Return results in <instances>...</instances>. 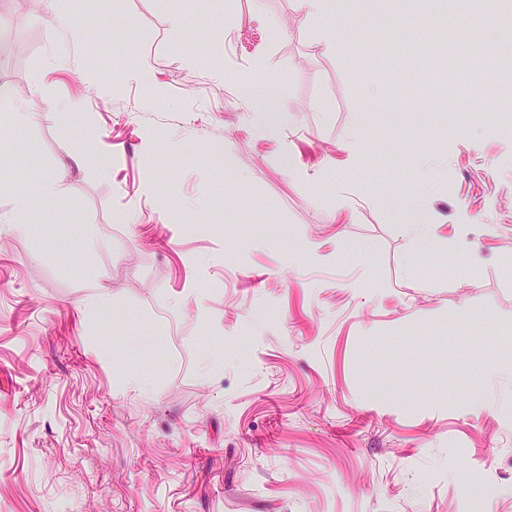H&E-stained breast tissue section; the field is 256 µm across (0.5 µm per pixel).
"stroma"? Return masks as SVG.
Returning a JSON list of instances; mask_svg holds the SVG:
<instances>
[{
	"instance_id": "stroma-1",
	"label": "stroma",
	"mask_w": 512,
	"mask_h": 512,
	"mask_svg": "<svg viewBox=\"0 0 512 512\" xmlns=\"http://www.w3.org/2000/svg\"><path fill=\"white\" fill-rule=\"evenodd\" d=\"M62 7L80 49L0 0V512H512V8ZM436 70L454 92L402 84ZM338 0H296L298 11L303 15V18L311 23L316 29H323L327 23L329 15L335 3ZM403 216L406 221L405 226L412 239L415 242L424 240L429 232L430 224L427 223L428 217L424 208L420 207L411 211H404Z\"/></svg>"
}]
</instances>
